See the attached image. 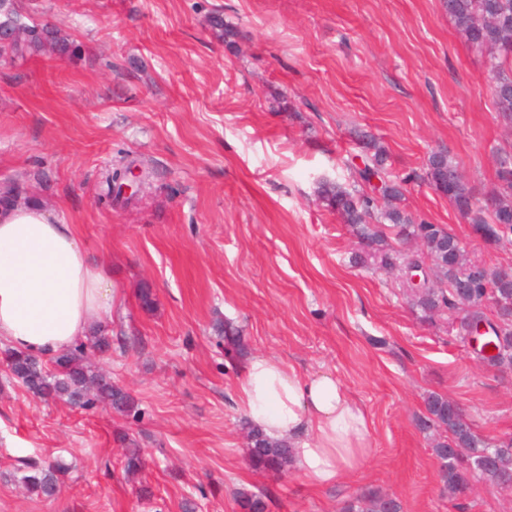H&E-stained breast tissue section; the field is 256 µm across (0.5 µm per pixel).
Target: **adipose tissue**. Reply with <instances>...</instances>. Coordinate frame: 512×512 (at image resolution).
<instances>
[{
  "mask_svg": "<svg viewBox=\"0 0 512 512\" xmlns=\"http://www.w3.org/2000/svg\"><path fill=\"white\" fill-rule=\"evenodd\" d=\"M118 296L72 225L41 203L0 207V345L44 359L83 341ZM239 405L266 436L285 439L307 483L327 487L357 473L371 448L367 415L328 373L304 377L257 354L244 368Z\"/></svg>",
  "mask_w": 512,
  "mask_h": 512,
  "instance_id": "1",
  "label": "adipose tissue"
}]
</instances>
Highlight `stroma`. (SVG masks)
Here are the masks:
<instances>
[{
    "mask_svg": "<svg viewBox=\"0 0 512 512\" xmlns=\"http://www.w3.org/2000/svg\"><path fill=\"white\" fill-rule=\"evenodd\" d=\"M26 19L62 29L77 56L0 62V184L49 205L112 273L108 321L136 344L95 363L130 393L139 417L100 405L43 403L0 356V512H239V491L268 512H341L366 490L402 512H512V492L475 481L449 496L417 426L437 392L489 439L512 435V372L478 360L442 311L421 321L402 279L355 264L357 240L315 187L352 184L373 134L405 178L402 205L441 224L471 256L512 268L424 179L448 151L484 197L512 127L492 76L443 0H23ZM221 13L226 43L209 18ZM126 154L153 187L105 202L104 171ZM156 306L143 311L141 284ZM311 376L346 384L370 420L359 473L316 488L296 467L257 471L245 456L238 388L217 324ZM143 448L136 478L123 444ZM64 462L51 498L26 493L22 459ZM147 485L151 497L140 496Z\"/></svg>",
    "mask_w": 512,
    "mask_h": 512,
    "instance_id": "obj_1",
    "label": "stroma"
}]
</instances>
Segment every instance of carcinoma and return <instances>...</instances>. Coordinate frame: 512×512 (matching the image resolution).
<instances>
[{"instance_id":"cac0c4a2","label":"carcinoma","mask_w":512,"mask_h":512,"mask_svg":"<svg viewBox=\"0 0 512 512\" xmlns=\"http://www.w3.org/2000/svg\"><path fill=\"white\" fill-rule=\"evenodd\" d=\"M448 16L469 48L486 59L493 74V102L498 117L512 125V0H444ZM23 18L17 0H0V25L18 24ZM51 51L60 56L77 55L78 47L60 30L48 24L31 23L22 37L9 46L0 47V59L24 57ZM368 153L362 165L353 167L350 189L344 184L323 179L317 194L327 206L340 213L350 224L361 252L355 260L370 261L379 268L398 272L403 277L409 267L430 260L433 278L423 287L413 289V301L421 319H431L441 309L460 310L455 322L458 336L467 338L473 328L485 321L483 308L496 306L498 322L490 325L489 343L497 354L487 362L498 368L512 367V269L491 268L470 258L458 237L440 224L416 223L397 205L403 196V180L386 166V151L371 135L367 136ZM512 154L500 159L496 183L491 191L492 205L473 202L474 193L451 157L444 153L429 155L426 163L428 184L439 189L443 173H448V188L443 196L454 205L460 217L484 232L488 246L512 242ZM133 174L132 164L118 161L107 171V195L119 200L122 185ZM397 229L398 240L408 236L424 239L425 251L408 252L388 242L387 228ZM224 335V352L231 360L244 356L245 345L238 331L220 325ZM127 344L128 336L112 337V330L96 328L87 340L60 355L44 360L24 352L7 350L5 359L9 376L34 397L42 401L67 399L75 406L90 410L98 404L109 405L123 413L135 410V401L106 374L88 361V352L103 355L112 351V341ZM426 414L419 418L423 430L444 429L448 436L436 441L433 452L440 462L442 480L448 493L464 498L471 492V479L479 477L496 490H512V436L494 442L486 440L473 428L461 408L448 398L431 393L425 398ZM247 457L256 470L284 471L292 465L288 441L267 438L251 423H245ZM144 465L141 450L126 448L124 470L129 475ZM21 483L31 493L50 497L55 494L62 463L43 465L34 459L22 460ZM241 512H267L264 497L242 491L237 497ZM344 512H402L401 503L390 496L370 491L344 507Z\"/></svg>"}]
</instances>
